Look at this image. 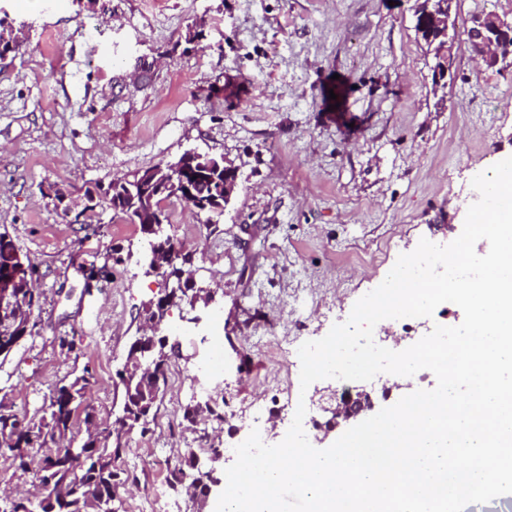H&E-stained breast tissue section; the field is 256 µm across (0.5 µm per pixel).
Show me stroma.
<instances>
[{
	"instance_id": "1",
	"label": "stroma",
	"mask_w": 512,
	"mask_h": 512,
	"mask_svg": "<svg viewBox=\"0 0 512 512\" xmlns=\"http://www.w3.org/2000/svg\"><path fill=\"white\" fill-rule=\"evenodd\" d=\"M163 2L151 13L144 0H0L17 41L0 57V232L36 265L39 293L31 336L0 364L1 405L48 416L54 389L87 369L85 401L113 421L116 373L165 287L141 226L104 203L86 210V196L189 149L239 168L223 216L206 220L182 202L164 227L214 292L211 306L172 308L165 325L223 311L224 382L197 392V351L181 341L150 432L127 438L121 465L135 479L116 512H144L160 481L148 454L207 459L233 445L250 403L269 407L273 445L290 427L281 396L304 402L305 422L324 423L322 381L301 390V362L285 349L346 322L420 239L454 241L477 198L472 178L512 156V70L486 69L467 36L473 16L512 17V0H455L439 95L417 0ZM463 318L438 308L374 336L401 351ZM192 398L216 400L223 419L184 420Z\"/></svg>"
}]
</instances>
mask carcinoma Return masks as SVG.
I'll list each match as a JSON object with an SVG mask.
<instances>
[{
    "instance_id": "cac0c4a2",
    "label": "carcinoma",
    "mask_w": 512,
    "mask_h": 512,
    "mask_svg": "<svg viewBox=\"0 0 512 512\" xmlns=\"http://www.w3.org/2000/svg\"><path fill=\"white\" fill-rule=\"evenodd\" d=\"M140 179L142 175L135 174L131 179L112 181L105 192L107 205L132 224L144 225L158 217L169 223L162 202L178 197L179 188L173 184L163 196L148 194L132 201L127 196V188ZM222 184L224 172L211 171L196 189L198 199L208 202L220 197ZM19 260L32 264L31 258L21 253L8 234L0 233V268ZM1 326L31 335L30 318L19 303L0 308ZM172 349L174 346L161 342L152 353L144 356L138 350V342L130 345L127 360H134L136 364L130 370L124 368L117 372L123 386L121 415L111 426L95 435H88L78 447L63 444L61 440L70 432L82 407L86 389L91 384L89 371L56 388L47 420L20 416L0 406V444L12 442L16 448L43 446L45 442L41 441V433L45 428L51 429L60 439V443L46 449L39 457L27 454L14 458L18 469L33 473L47 462H56L55 481L47 492V496L54 498L57 504L55 512H113L107 489L114 482L124 484L131 480L129 472L119 466L127 451L125 436L134 429L143 435L150 431V417L161 391L156 377L166 376Z\"/></svg>"
}]
</instances>
